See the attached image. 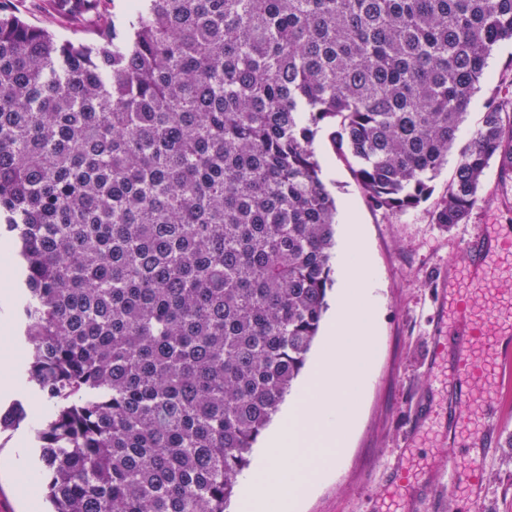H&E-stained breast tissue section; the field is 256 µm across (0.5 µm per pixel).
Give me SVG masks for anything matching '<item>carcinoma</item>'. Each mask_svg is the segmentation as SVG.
<instances>
[{
  "label": "carcinoma",
  "instance_id": "carcinoma-1",
  "mask_svg": "<svg viewBox=\"0 0 512 512\" xmlns=\"http://www.w3.org/2000/svg\"><path fill=\"white\" fill-rule=\"evenodd\" d=\"M506 40L512 0H134L94 43L0 9V232L54 512H227L328 309L318 131L373 205L414 208ZM493 160L512 175V97L435 223L467 220Z\"/></svg>",
  "mask_w": 512,
  "mask_h": 512
}]
</instances>
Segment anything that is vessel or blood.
Wrapping results in <instances>:
<instances>
[{"label": "vessel or blood", "mask_w": 512, "mask_h": 512, "mask_svg": "<svg viewBox=\"0 0 512 512\" xmlns=\"http://www.w3.org/2000/svg\"><path fill=\"white\" fill-rule=\"evenodd\" d=\"M460 269L470 288L461 295L450 285L442 305L452 307L453 317L439 327L438 353H451L456 376L452 392L471 402L479 420L475 430L484 455L498 450V431L488 409L503 385L512 382V291L499 288L512 279V241L500 237L493 225H477L463 253ZM415 483L407 464L394 468L389 494L400 501L398 512H412Z\"/></svg>", "instance_id": "1"}]
</instances>
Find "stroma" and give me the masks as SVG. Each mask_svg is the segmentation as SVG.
I'll use <instances>...</instances> for the list:
<instances>
[{
	"mask_svg": "<svg viewBox=\"0 0 512 512\" xmlns=\"http://www.w3.org/2000/svg\"><path fill=\"white\" fill-rule=\"evenodd\" d=\"M8 7L31 25L71 40L94 41L98 24L73 27L56 11L55 0H8ZM488 77L474 93L459 131L467 143L481 124L486 102L501 85L512 81V42L497 45L488 59ZM322 179L337 206L336 240L345 236L347 214L362 224L377 272L381 299L377 316L376 361L361 400L360 420L350 434L340 463L302 500L299 512H376L386 496L387 472L397 454H405L419 488L438 487L451 496L453 512H512V399H500L498 452L476 467L481 492L470 499L466 491L439 485L437 474L449 465L468 467L475 454L470 440L448 445L444 393L448 359L434 360L433 336L439 322L441 290L448 268L461 260V251L479 224L497 225L502 238H512V179L501 178L497 163L483 176L480 199L462 224H437L433 212L455 174L445 165L432 182L431 197L416 208L392 213L372 205L359 186L346 157L337 152L327 131L315 139ZM428 411L423 444L407 447L411 425ZM39 416L28 415L18 428L0 433V457L14 456L44 485L40 449L33 440ZM29 440L15 447L18 436Z\"/></svg>",
	"mask_w": 512,
	"mask_h": 512,
	"instance_id": "stroma-1",
	"label": "stroma"
}]
</instances>
